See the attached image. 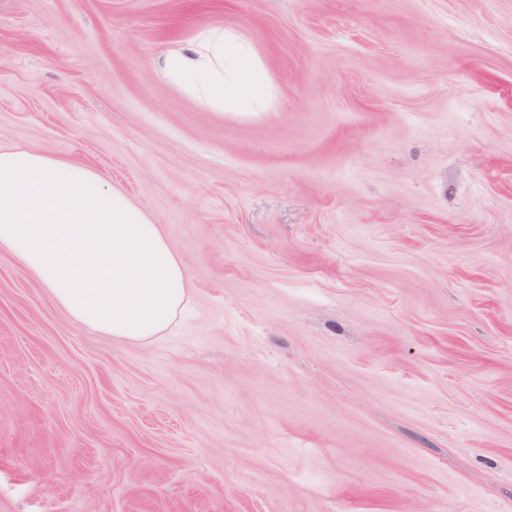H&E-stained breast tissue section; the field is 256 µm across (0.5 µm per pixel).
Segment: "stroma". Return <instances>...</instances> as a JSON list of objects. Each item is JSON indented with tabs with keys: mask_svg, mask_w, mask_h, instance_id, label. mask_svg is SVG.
<instances>
[{
	"mask_svg": "<svg viewBox=\"0 0 512 512\" xmlns=\"http://www.w3.org/2000/svg\"><path fill=\"white\" fill-rule=\"evenodd\" d=\"M239 29L276 109L154 68ZM186 263L152 340L0 256V512H512V0H0V147Z\"/></svg>",
	"mask_w": 512,
	"mask_h": 512,
	"instance_id": "1",
	"label": "stroma"
}]
</instances>
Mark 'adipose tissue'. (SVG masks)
<instances>
[{
  "label": "adipose tissue",
  "instance_id": "1",
  "mask_svg": "<svg viewBox=\"0 0 512 512\" xmlns=\"http://www.w3.org/2000/svg\"><path fill=\"white\" fill-rule=\"evenodd\" d=\"M160 76L209 112L275 107L269 68L241 32L206 27L174 41ZM9 256L79 325L140 342L180 311L188 268L152 218L92 169L0 147V255Z\"/></svg>",
  "mask_w": 512,
  "mask_h": 512
}]
</instances>
